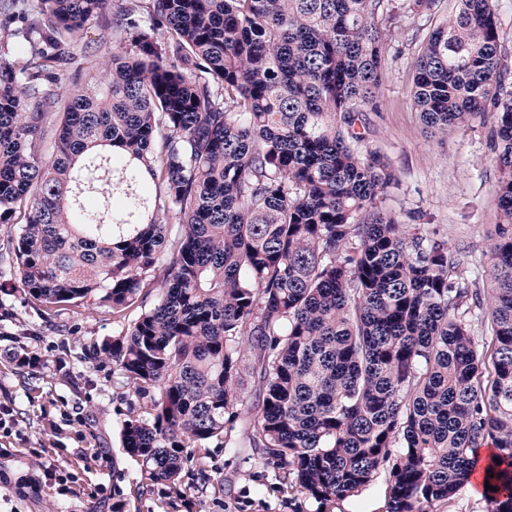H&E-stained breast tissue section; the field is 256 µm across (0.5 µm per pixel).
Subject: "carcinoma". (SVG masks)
<instances>
[{
    "label": "carcinoma",
    "mask_w": 512,
    "mask_h": 512,
    "mask_svg": "<svg viewBox=\"0 0 512 512\" xmlns=\"http://www.w3.org/2000/svg\"><path fill=\"white\" fill-rule=\"evenodd\" d=\"M440 2L0 0L16 39L0 224L24 218L9 254L47 310L141 309L92 358L148 403L121 429L146 484L179 483L187 449L222 439L260 449L315 512L381 470L387 512H433L478 468L488 512H512V91L493 0H457L411 89L435 132L493 125L489 287L387 211L397 178L359 129L387 48ZM109 4L100 76L53 90ZM246 374L262 397L247 425Z\"/></svg>",
    "instance_id": "obj_1"
}]
</instances>
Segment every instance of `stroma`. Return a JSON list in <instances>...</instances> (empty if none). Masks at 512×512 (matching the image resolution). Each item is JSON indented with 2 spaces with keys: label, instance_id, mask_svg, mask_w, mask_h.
I'll return each mask as SVG.
<instances>
[{
  "label": "stroma",
  "instance_id": "1",
  "mask_svg": "<svg viewBox=\"0 0 512 512\" xmlns=\"http://www.w3.org/2000/svg\"><path fill=\"white\" fill-rule=\"evenodd\" d=\"M454 10L455 0H442L435 17L415 19L392 43L377 109L362 118L370 147L388 158L398 180L388 208L418 212L451 255L468 257L470 275L483 288L491 269L488 236L499 221L492 131L431 133L409 100L420 45ZM107 21L104 15L89 21L91 54L64 74L62 86L85 84L110 55ZM117 330L111 315L86 306L42 314L9 262L0 260V405L14 410L8 435L0 434V444L9 445L8 455L0 456V512H111L116 492L128 512H313L264 466L259 451L216 441L192 448L180 487H141L137 464L121 454L125 391L111 364L86 356ZM15 352L37 357L38 365L18 366ZM45 460L73 474V495L46 483Z\"/></svg>",
  "mask_w": 512,
  "mask_h": 512
}]
</instances>
